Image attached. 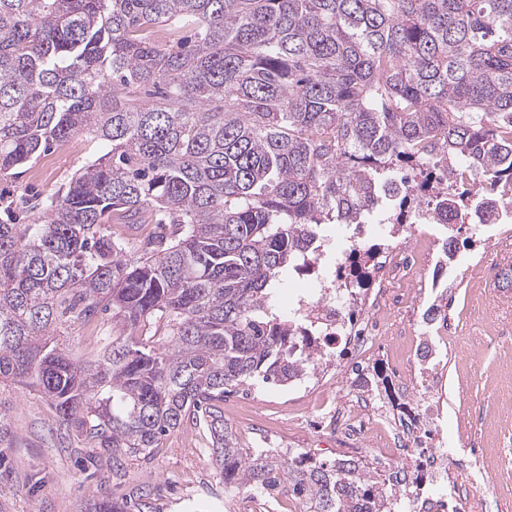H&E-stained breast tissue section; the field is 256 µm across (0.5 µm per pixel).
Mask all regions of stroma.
I'll return each instance as SVG.
<instances>
[{
	"instance_id": "obj_1",
	"label": "stroma",
	"mask_w": 512,
	"mask_h": 512,
	"mask_svg": "<svg viewBox=\"0 0 512 512\" xmlns=\"http://www.w3.org/2000/svg\"><path fill=\"white\" fill-rule=\"evenodd\" d=\"M98 143L78 136L55 156L34 160L27 171L9 183L11 197L23 201L59 189L94 153ZM497 224L483 226L472 236L469 225L455 235L463 243L454 271L459 288L448 315L450 332L446 393L448 415L442 435L457 441L456 417L486 401L495 402L496 417L473 416L469 438L490 450L512 448V355L504 353L497 329L512 324V295L486 299L480 276H466L479 261L499 265V254H485L486 237L500 233ZM112 336V315L97 314L88 325H75L66 336L70 355L92 357ZM254 406L243 417L225 414L240 447L262 448L268 427L281 413L312 418L326 397L325 386L312 391L292 386H250ZM76 442L63 438L55 414L37 389L0 383V512H79L89 500L109 494L132 498L139 489L150 491L157 512H233L236 490L225 489L216 475L208 443L197 429L187 427L165 436L154 458H129L120 470L91 472L78 463Z\"/></svg>"
}]
</instances>
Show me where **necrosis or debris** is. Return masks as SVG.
Wrapping results in <instances>:
<instances>
[{
  "label": "necrosis or debris",
  "mask_w": 512,
  "mask_h": 512,
  "mask_svg": "<svg viewBox=\"0 0 512 512\" xmlns=\"http://www.w3.org/2000/svg\"><path fill=\"white\" fill-rule=\"evenodd\" d=\"M401 221L400 233L388 231L377 242H346L323 253L312 266V288L291 305L290 316L302 328L307 349L317 355L319 369L341 372L344 379L334 402L311 424L350 447L363 436H375L380 445L371 454L388 472L382 492L401 512H490L502 499H486L485 483L492 473L512 471V452L490 456L482 448H450L429 440L445 416L442 367L449 329L439 304L452 283L447 273L430 282L422 272L421 252L443 246L439 237H419L413 231L414 225L433 223L431 206H410ZM416 286L429 289L421 299V321L396 331L395 344L403 356L388 364L401 394L419 381L424 390L415 414L398 417L368 377L370 358L384 334L381 312L403 307ZM346 341L356 345L361 358L345 369L336 353ZM452 464L468 470L467 484L449 480Z\"/></svg>",
  "instance_id": "4bbe7bcc"
}]
</instances>
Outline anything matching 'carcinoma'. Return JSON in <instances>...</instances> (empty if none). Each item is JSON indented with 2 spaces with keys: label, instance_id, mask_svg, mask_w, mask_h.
<instances>
[{
  "label": "carcinoma",
  "instance_id": "carcinoma-1",
  "mask_svg": "<svg viewBox=\"0 0 512 512\" xmlns=\"http://www.w3.org/2000/svg\"><path fill=\"white\" fill-rule=\"evenodd\" d=\"M80 133L103 151L27 223L0 194V381L35 384L94 467L190 422L226 488L286 471L307 512H383L357 460L239 447L224 395L306 371L275 293L393 172L420 184L437 149L512 205V0H0V181ZM471 194L436 197L450 259ZM100 311L111 340L72 358ZM112 337V315L98 313L89 325H74L68 329L66 343L70 355L77 360L91 358Z\"/></svg>",
  "mask_w": 512,
  "mask_h": 512
}]
</instances>
